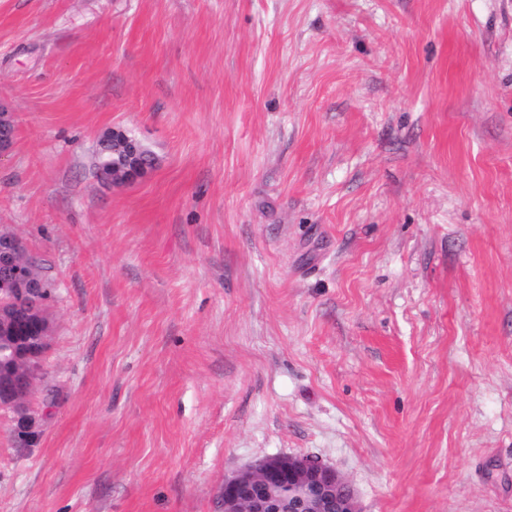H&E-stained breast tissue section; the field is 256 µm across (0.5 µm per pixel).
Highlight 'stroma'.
<instances>
[{"mask_svg": "<svg viewBox=\"0 0 512 512\" xmlns=\"http://www.w3.org/2000/svg\"><path fill=\"white\" fill-rule=\"evenodd\" d=\"M1 104L55 281L0 512H223L307 454L361 512H512V0H0ZM111 131L113 160L112 154L106 149L99 151L97 167L98 165L107 168L112 166V173H99V178L113 184H120L143 177L152 167L153 157L147 153V150L136 138L126 134L117 136L113 133L116 129ZM111 131L103 135L101 139L103 143L109 140Z\"/></svg>", "mask_w": 512, "mask_h": 512, "instance_id": "obj_1", "label": "stroma"}]
</instances>
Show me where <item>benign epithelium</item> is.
Here are the masks:
<instances>
[{
    "label": "benign epithelium",
    "instance_id": "7a95c632",
    "mask_svg": "<svg viewBox=\"0 0 512 512\" xmlns=\"http://www.w3.org/2000/svg\"><path fill=\"white\" fill-rule=\"evenodd\" d=\"M112 141V173L99 178L120 184L143 177L153 157L134 137L105 133ZM23 240L0 245V313L8 325L0 329V405L23 407L38 378L39 354L50 332L40 310L50 289L37 280ZM224 512H361L351 486L312 455H277L258 459L224 478L220 490Z\"/></svg>",
    "mask_w": 512,
    "mask_h": 512
}]
</instances>
